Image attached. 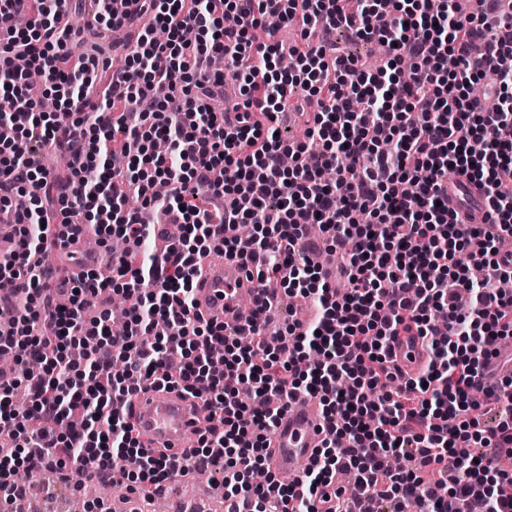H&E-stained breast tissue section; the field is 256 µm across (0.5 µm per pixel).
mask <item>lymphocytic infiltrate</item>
<instances>
[{
	"instance_id": "lymphocytic-infiltrate-1",
	"label": "lymphocytic infiltrate",
	"mask_w": 512,
	"mask_h": 512,
	"mask_svg": "<svg viewBox=\"0 0 512 512\" xmlns=\"http://www.w3.org/2000/svg\"><path fill=\"white\" fill-rule=\"evenodd\" d=\"M80 0H0V214L17 245L0 254V350L24 365L0 380V498L16 501V465L70 480L80 464L117 472L143 497L205 468L224 476L240 512H512V377L480 378L512 335V12L480 0H143L142 21L114 67L95 48L127 12L95 0L91 23L72 29ZM298 25L291 45L277 22ZM375 40L374 68L347 54L335 31ZM410 59V81L398 65ZM39 71L60 107L38 112L26 91ZM494 105L474 109L473 87ZM240 80L236 116L214 104ZM317 99L305 139L275 134L295 87ZM154 112L128 113L156 88ZM53 151L69 176L42 162ZM483 191L487 221L463 223L447 206L448 176ZM223 198V221L191 203L198 189ZM136 191L141 206L127 205ZM340 253L348 281L299 247L307 224ZM250 238L233 236L238 225ZM124 244L111 278L52 276L49 257L87 236ZM255 267L270 296L311 299L316 315L240 345L238 334L195 312V281L214 248ZM470 262L458 265L457 252ZM134 296L122 332L105 303ZM420 336L431 353L407 399L389 390L390 341ZM30 403L15 404L18 388ZM176 389L205 409L206 428L176 458L144 446L117 400ZM317 398L328 425L301 488L266 469L267 433L291 397ZM504 416L487 430L488 406ZM416 461L408 472L391 457ZM356 475L345 498L337 474Z\"/></svg>"
}]
</instances>
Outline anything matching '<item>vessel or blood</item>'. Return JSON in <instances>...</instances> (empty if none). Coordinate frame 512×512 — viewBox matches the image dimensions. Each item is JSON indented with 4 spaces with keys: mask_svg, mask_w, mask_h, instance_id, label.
<instances>
[{
    "mask_svg": "<svg viewBox=\"0 0 512 512\" xmlns=\"http://www.w3.org/2000/svg\"><path fill=\"white\" fill-rule=\"evenodd\" d=\"M468 202V221L483 223L485 208L478 187L463 178L448 182V206L458 209ZM255 280L248 277L240 259L213 258L196 283V310L207 320L224 325L226 331L245 325L259 301ZM393 361L403 378L418 376L429 353L417 336L399 334L392 341ZM142 442L174 451L188 447L198 423V412L191 400L176 391H150L121 402ZM326 437L322 416L310 406L288 409L271 429L267 467L284 484H302L305 471L316 460Z\"/></svg>",
    "mask_w": 512,
    "mask_h": 512,
    "instance_id": "obj_1",
    "label": "vessel or blood"
}]
</instances>
